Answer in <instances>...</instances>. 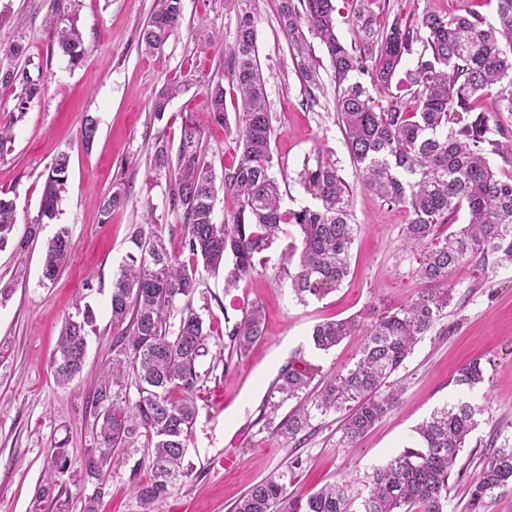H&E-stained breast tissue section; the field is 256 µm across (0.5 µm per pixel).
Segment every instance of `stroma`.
Masks as SVG:
<instances>
[{
	"instance_id": "stroma-1",
	"label": "stroma",
	"mask_w": 512,
	"mask_h": 512,
	"mask_svg": "<svg viewBox=\"0 0 512 512\" xmlns=\"http://www.w3.org/2000/svg\"><path fill=\"white\" fill-rule=\"evenodd\" d=\"M154 0H0V66L27 70L45 91L20 106L19 88L0 85V121H13L12 141L0 153V197L17 209L15 237L25 248L0 249V512H83L87 497L99 498L98 512H142L136 483L150 475V450L139 439L131 453L115 454L103 481L88 478L84 459L94 448L100 419L91 405L99 367L112 357L110 312L112 278L129 252L133 230L153 211L168 252L182 254L184 226L170 202L169 174L150 176L157 144L177 149L186 117L202 129L206 163L223 176L236 163L232 128L212 122L205 94L231 66L226 51L236 36L240 0H182L177 32L161 55L148 56L139 32ZM256 17L258 64L274 130L272 152L283 207L313 205L299 174L318 153L332 151L342 177L353 184V243L350 274L336 290L299 301L290 288L294 265L284 260L299 243L296 228L274 240L255 258L256 269L235 287L223 273H201L191 298L179 300L211 325L208 353L199 362L195 392L198 415L188 440L185 463L190 476L175 481L156 512H232L253 484L284 476L288 500L307 495L340 478L367 495V476L403 450L415 427L437 408L458 400L479 406V426L461 451V478H450L447 512H470V491L496 432L512 434V264L476 261L458 267L452 281L456 297L446 317L418 342L391 376L403 394L398 408L353 444L341 436L344 412L314 421L294 442L277 432L275 420L294 408L286 401L268 416L270 388L291 358L303 357L329 375L354 362L356 347L343 341L330 351L315 349L311 333L326 320L366 319L394 308L421 286L418 255L404 244L405 210L384 204L356 186L355 168L334 106L335 81L327 54L311 39L321 87L308 95L287 35L278 17V0H252ZM336 34L347 47H360L359 15L383 30L398 16L428 9L461 14L476 11L495 19V0H338ZM74 22L85 54L71 62L58 49L54 33ZM216 37L200 40L198 30ZM21 55H11L14 46ZM179 81L163 118L151 99L170 81ZM93 120L97 134L83 144L80 130ZM70 157L68 179L55 219L39 221L40 200L57 153ZM122 188L123 205L109 218L101 200ZM76 244L71 264L54 282L42 279V257L60 226ZM92 293H85V286ZM87 294L96 313V334L87 338L86 365L69 383L57 382L51 366L65 315L79 294ZM262 306L266 333L245 354L230 348L224 326L240 320L251 306ZM480 359L483 382L456 385L458 370ZM66 449L73 460L55 489L58 501L37 502L48 463V449Z\"/></svg>"
}]
</instances>
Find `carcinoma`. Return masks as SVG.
Returning <instances> with one entry per match:
<instances>
[{
    "mask_svg": "<svg viewBox=\"0 0 512 512\" xmlns=\"http://www.w3.org/2000/svg\"><path fill=\"white\" fill-rule=\"evenodd\" d=\"M236 38L228 48L232 68L229 85L241 96L235 120L239 154L233 170L219 181L202 155V131L192 118L185 119L176 155L166 145L154 152V170L174 175L172 206L183 210L184 241L192 265L167 252L153 208L133 232L134 249L112 279V325L117 329L112 361L100 369L92 405L101 410L98 447L84 460L87 476L103 479V469L117 452L135 447L141 436L152 447L148 466L152 477L136 486L142 512H155L168 488L184 467L187 436L198 408L194 392L201 378L199 359L208 353L211 328L191 311H180L176 301L191 296L200 286L198 269L225 273L226 287L234 286L255 269V255L280 234L283 225H295L301 238L291 288L306 301L337 288L350 273L353 242L350 198L352 189L328 156L316 159L299 174L315 207L286 211L279 184L272 175L273 130L263 81L257 64L256 21L251 0H241ZM182 0H156L140 31L144 53L161 51L178 26ZM334 0H279L280 23L296 51L299 72L311 102L320 80L313 64L307 35L319 39L327 53L336 81L335 107L341 120L361 188L408 215L403 227L407 246L420 251L417 277L423 283L407 301L363 322L355 318L327 321L313 328L315 348L327 351L346 339L357 345V359L322 381L316 394L301 397L319 368L303 358H292L281 369L275 390L281 401L299 404L280 423L290 440L311 427L317 416L349 411L342 427V441L349 444L390 415L399 403L401 388L389 378L414 345L431 332L452 303L454 270L477 257L483 262L512 261V176L497 174L489 160L494 146L492 132L504 133L481 105L503 82L512 85V0H496V22L479 13L438 14L424 11L408 21L396 17L389 28L372 35L369 21L361 25L363 49L346 47L336 34ZM423 37L428 55L421 56L409 74L415 106L408 112L396 100L375 99L356 78L368 75L379 91L390 89L405 54ZM59 49L73 62L84 54L82 34L74 24L56 30ZM5 87L21 88L19 109L41 95L45 87L28 71L8 68L0 76ZM178 91L168 84L152 98L158 118ZM224 84L208 85L207 108L211 118L227 124ZM70 158L58 153L44 184L40 218L52 220L66 180ZM231 194L236 209L231 220L216 223L214 201ZM124 202L116 188L104 198L101 214L108 216ZM467 209L470 219L446 236L441 227ZM17 224L13 201L0 198V248L13 238ZM75 243L62 226L48 242L42 261L43 278L49 282L71 261ZM179 317L174 324L171 319ZM259 306L242 319L224 326V335L239 352L264 336ZM96 332L92 306L78 298L65 317L53 361L58 382L79 375L86 360V338ZM134 377L137 398L123 396ZM481 362L474 359L458 372L456 384L471 388L482 382ZM481 409L463 401L436 411L415 430L412 442L386 465L368 475L369 494L355 502L345 480L329 484L306 498L303 512H445L448 484L461 448L479 425ZM47 477L37 490L39 500L53 496L57 477L71 467L61 448L48 451ZM512 489V440L492 450L471 493L476 512L484 498ZM233 512H290L286 484L271 476L254 484L233 507Z\"/></svg>",
    "mask_w": 512,
    "mask_h": 512,
    "instance_id": "cac0c4a2",
    "label": "carcinoma"
}]
</instances>
